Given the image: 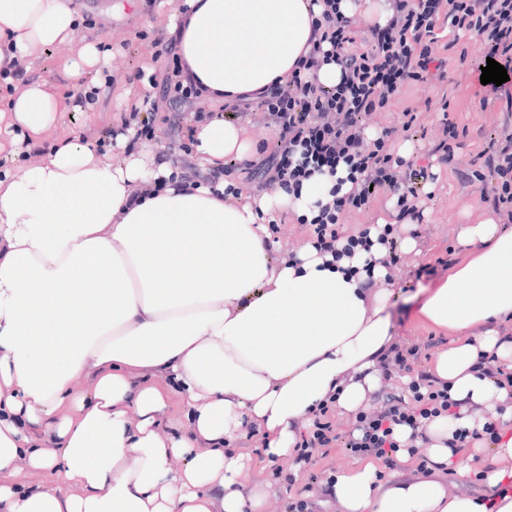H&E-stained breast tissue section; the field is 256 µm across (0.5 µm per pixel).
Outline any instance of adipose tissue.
Instances as JSON below:
<instances>
[{"label": "adipose tissue", "mask_w": 512, "mask_h": 512, "mask_svg": "<svg viewBox=\"0 0 512 512\" xmlns=\"http://www.w3.org/2000/svg\"><path fill=\"white\" fill-rule=\"evenodd\" d=\"M321 12L316 0H184L168 18L184 83L226 102L288 85ZM78 26L66 0H0V119L18 141L67 109L23 78L46 48H68L76 90L110 60L77 42ZM193 145L210 169L260 148L219 115ZM331 185L317 175L299 196L243 203L74 138L0 173V512H262L232 441L254 430L267 457H288L319 405L369 404L393 340L385 245L332 264L310 246L275 254L270 225L288 210L313 217ZM458 242L469 260L419 307L450 335L430 376L458 404L426 426L432 466L385 484L371 461L340 475L337 512H512V381L474 368L491 357L512 370L498 330L512 322V225L482 218ZM174 393L189 419L179 435L166 423ZM486 409L500 427L486 490H451L455 433L482 430ZM45 471L53 482L16 487Z\"/></svg>", "instance_id": "ef3b65f1"}]
</instances>
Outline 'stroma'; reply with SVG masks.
Wrapping results in <instances>:
<instances>
[{"label":"stroma","mask_w":512,"mask_h":512,"mask_svg":"<svg viewBox=\"0 0 512 512\" xmlns=\"http://www.w3.org/2000/svg\"><path fill=\"white\" fill-rule=\"evenodd\" d=\"M117 2L74 0L81 17L78 39L105 43L112 50V65L101 68L92 83V100L76 97L74 107L61 113L53 136L45 137L41 147L49 149L57 136L81 137L106 142L108 154L117 157L144 152L154 163L168 162L177 169L195 163L194 151L184 148L187 136H174L171 129L174 107L160 100L158 90L143 83L147 66L161 72L168 69L161 46L168 41L169 34L166 18L159 13L160 0H135L134 5L122 8ZM460 43L467 49L466 62H459L454 52L435 44V54L446 60L442 75L404 84L383 110L363 114L361 118L365 142L388 133L390 153H403L405 161L427 171V179L416 185L419 215H401L393 192L377 188L371 191L366 205L345 209L337 226L345 239L359 235L375 224L378 217L393 223L394 242L399 246L397 261L391 266L397 292L391 306L394 343L418 348V368L422 371L431 368L446 338L438 328L419 318L411 295L422 287L434 288L461 259L457 247L461 225L489 214L501 224L512 220L506 212L493 211L481 202V183L465 180L476 168L478 153L491 138L502 133L507 115L503 103L494 100L489 87L480 81L487 45L467 32L461 33ZM444 98L449 101L445 112L439 109ZM151 100L156 103L152 139L132 146L108 142L109 133L123 129L131 113L145 112ZM407 111L415 114L416 121L406 130L402 123ZM447 119L457 125L461 137L451 159L444 162L434 148L443 137V122ZM409 237L417 246L406 252L401 244ZM326 419L338 435L339 444L314 449L311 461L300 466L290 457L270 461L263 453L259 434L248 432L236 441V448L249 456L252 484L265 494L264 512H288L289 503L300 498L307 499L311 512H336L335 505L328 502V481L357 469L362 460L344 446L354 431V417L333 407ZM290 473L295 476L291 482L286 479Z\"/></svg>","instance_id":"obj_1"}]
</instances>
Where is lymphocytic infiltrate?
Listing matches in <instances>:
<instances>
[{"instance_id":"lymphocytic-infiltrate-1","label":"lymphocytic infiltrate","mask_w":512,"mask_h":512,"mask_svg":"<svg viewBox=\"0 0 512 512\" xmlns=\"http://www.w3.org/2000/svg\"><path fill=\"white\" fill-rule=\"evenodd\" d=\"M325 8L317 26L321 39L331 46L324 55L300 58L298 67L306 78H294L288 86L267 89L259 106L269 126L278 134L276 150L248 169L257 190L268 184L296 193L303 181L317 174L336 175L345 169L353 192H343L334 184L331 200L313 218L315 246L327 253L352 254L355 247L369 248L368 232L341 240L336 225L340 213L358 208L368 200L367 186L389 188L405 215L416 211L414 182L419 170L404 169L402 159L387 153L384 138L364 148L358 122L362 114L383 109L390 98L407 82L422 80L436 58L433 46L439 36L438 21L448 26V44L456 46L460 32L480 38L488 55L512 76V0H388L391 16L385 25L369 29L367 49H355V39L340 0H323ZM336 63L340 81L331 88L309 80V72ZM479 157L480 170L475 180L492 175L496 184L481 198L494 208L512 209V133L492 139ZM418 349H391L385 358L384 372L411 375L409 396L386 394L379 410L360 414L358 437L347 443L358 456L375 455L393 462L399 450L393 438L396 427L419 429L424 419L448 411L447 390L437 388L429 375L416 371Z\"/></svg>"}]
</instances>
